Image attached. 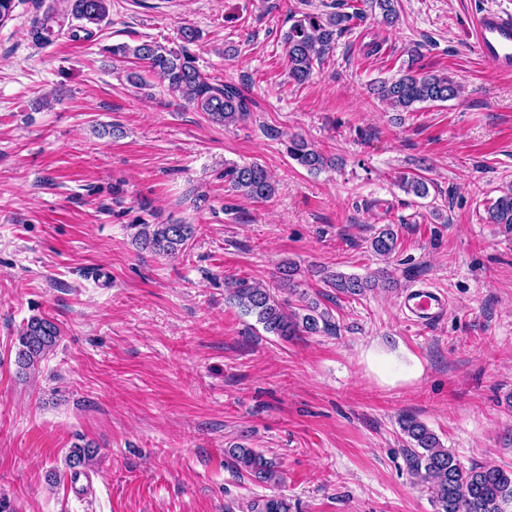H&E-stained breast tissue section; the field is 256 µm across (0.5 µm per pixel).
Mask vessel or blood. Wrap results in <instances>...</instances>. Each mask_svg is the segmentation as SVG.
Returning <instances> with one entry per match:
<instances>
[{"instance_id": "obj_1", "label": "vessel or blood", "mask_w": 512, "mask_h": 512, "mask_svg": "<svg viewBox=\"0 0 512 512\" xmlns=\"http://www.w3.org/2000/svg\"><path fill=\"white\" fill-rule=\"evenodd\" d=\"M472 34L484 61L497 72H512V11L481 10L472 20ZM402 308L410 324L426 327L446 314L448 297L435 289L417 288L405 296Z\"/></svg>"}]
</instances>
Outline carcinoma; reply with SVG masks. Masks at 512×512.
I'll list each match as a JSON object with an SVG mask.
<instances>
[{
    "instance_id": "carcinoma-1",
    "label": "carcinoma",
    "mask_w": 512,
    "mask_h": 512,
    "mask_svg": "<svg viewBox=\"0 0 512 512\" xmlns=\"http://www.w3.org/2000/svg\"><path fill=\"white\" fill-rule=\"evenodd\" d=\"M370 10L379 11L384 23L393 25L398 20V0H364ZM111 0H66L64 17L75 20L55 25L53 14L32 20L29 35L33 42L44 45L66 35L74 40L93 36L91 26L100 25L109 17ZM335 11L325 13L304 12L291 15L288 31L283 35L288 56V77L297 85L310 81L315 67L321 65L333 52L336 40L351 23L361 20L365 10L349 4V0H333ZM182 45L175 49L159 42H141L131 45H112V56L130 59L167 83L169 90L179 94L197 111L224 126L235 125L250 116L252 99L234 83H214L196 65V56L190 46L200 40V33L193 27L181 29ZM373 94L400 112H411L415 105L446 102L456 98L459 90L454 81L439 74L417 73L407 69L397 79L381 81L372 88ZM288 157L310 173H318L335 165L311 143L300 136L288 139ZM235 192L248 199L265 200L275 192L267 170L258 163L232 166L224 170ZM399 183L404 191L417 198L429 195V179L414 174L402 175ZM488 224H503L512 230V188L502 194L486 209ZM135 240L141 247L157 254L175 256L185 249L193 236L190 224H138ZM398 235L390 224L377 230L370 240V248L378 256L388 257L395 252ZM324 283L337 292L361 296L373 288H391L395 281L385 271L373 277L360 278L329 274ZM229 299L246 314H253L266 332L286 338L299 332L308 334H336V323L331 313L319 309L318 302L301 298L294 310L285 308L269 289L238 282L229 289ZM60 330L47 317L33 316L18 336L16 363L23 371H32L54 351ZM401 431L410 439V467L427 492L436 512H507L512 505V470L499 466L464 468L456 456L444 447L438 435L413 417L399 420ZM96 451L88 443L76 444L68 456V466L75 470L84 468L93 460ZM228 466L240 474L262 484L277 485L280 473L275 460L242 445L228 450ZM246 512H291L288 499L270 496L247 502Z\"/></svg>"
}]
</instances>
